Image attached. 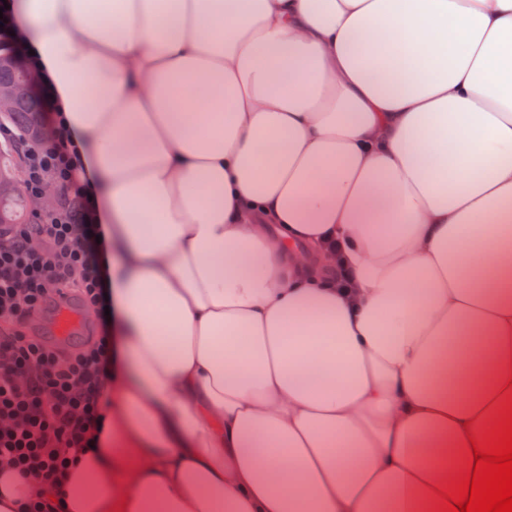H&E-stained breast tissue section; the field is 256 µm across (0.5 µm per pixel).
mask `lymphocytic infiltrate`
Wrapping results in <instances>:
<instances>
[{
	"label": "lymphocytic infiltrate",
	"instance_id": "obj_1",
	"mask_svg": "<svg viewBox=\"0 0 512 512\" xmlns=\"http://www.w3.org/2000/svg\"><path fill=\"white\" fill-rule=\"evenodd\" d=\"M23 188L38 196L63 188L57 206L33 224L0 231V460L23 476L63 493L78 456L98 447L106 431L101 405L112 374V338L104 298L110 254L80 181L81 159L61 124H49L38 144L23 145ZM76 288L101 328L87 346L62 351L23 324L38 319L62 287Z\"/></svg>",
	"mask_w": 512,
	"mask_h": 512
}]
</instances>
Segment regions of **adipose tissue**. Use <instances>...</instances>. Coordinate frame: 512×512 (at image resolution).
<instances>
[{"label":"adipose tissue","mask_w":512,"mask_h":512,"mask_svg":"<svg viewBox=\"0 0 512 512\" xmlns=\"http://www.w3.org/2000/svg\"><path fill=\"white\" fill-rule=\"evenodd\" d=\"M117 273L66 512H435L512 379V0H11Z\"/></svg>","instance_id":"obj_1"}]
</instances>
